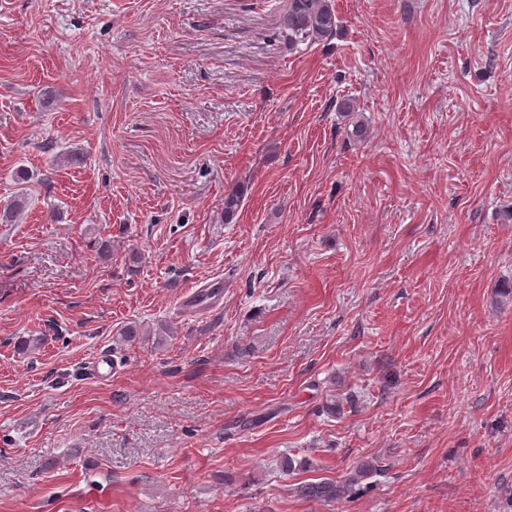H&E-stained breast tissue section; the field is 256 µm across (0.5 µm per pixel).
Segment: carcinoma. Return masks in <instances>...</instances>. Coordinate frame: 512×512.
<instances>
[{"label":"carcinoma","instance_id":"carcinoma-1","mask_svg":"<svg viewBox=\"0 0 512 512\" xmlns=\"http://www.w3.org/2000/svg\"><path fill=\"white\" fill-rule=\"evenodd\" d=\"M279 25L288 43L295 46L303 41H315L336 32L337 18L330 0H285L280 7ZM27 172L17 171L20 185L14 196L0 206V223L13 224L29 206V197L22 184L27 182ZM243 190L234 189L224 195V223H233L242 203ZM377 466L364 461L353 468L341 482L328 479L309 482L297 487L299 496L322 502H333L354 494L356 486L372 477Z\"/></svg>","mask_w":512,"mask_h":512}]
</instances>
